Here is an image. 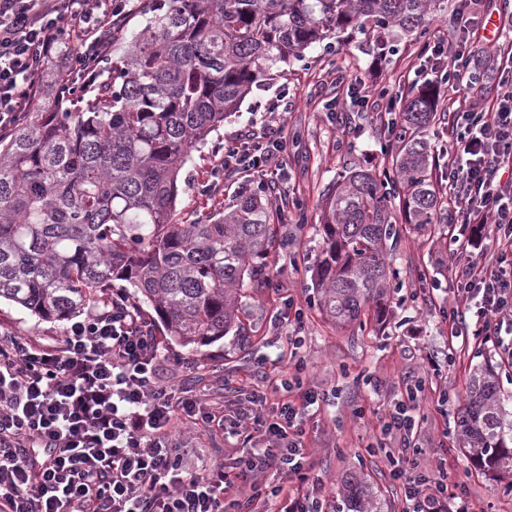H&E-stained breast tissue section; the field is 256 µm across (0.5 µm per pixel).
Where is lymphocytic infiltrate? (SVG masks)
I'll use <instances>...</instances> for the list:
<instances>
[{"mask_svg": "<svg viewBox=\"0 0 512 512\" xmlns=\"http://www.w3.org/2000/svg\"><path fill=\"white\" fill-rule=\"evenodd\" d=\"M137 8V0H0V134L23 119L50 60L73 85L94 84L113 32ZM455 19L428 61L450 94L467 98L488 24L483 0H457ZM66 34L76 49L62 56ZM498 85L492 107L455 112L441 176L454 195L458 227L448 243L461 259L455 280L464 303L449 313L451 330L482 337L512 364V83ZM283 151L278 130L250 131L225 147L220 170L263 176ZM159 356L152 323L120 292L109 311L73 323L57 344L0 333V512H258L268 503L277 512H334L302 488L315 469L302 438L317 392L284 400L291 383L268 379L228 423L221 411L175 399L156 375ZM272 393L279 401L270 420L263 409ZM411 411L399 404L383 425L401 443L386 451L389 475L404 489L401 512H477L465 484L451 488L443 471L409 467L418 452ZM246 423L266 447L185 469L179 427L235 435Z\"/></svg>", "mask_w": 512, "mask_h": 512, "instance_id": "1", "label": "lymphocytic infiltrate"}]
</instances>
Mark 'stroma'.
I'll list each match as a JSON object with an SVG mask.
<instances>
[{"label": "stroma", "instance_id": "stroma-1", "mask_svg": "<svg viewBox=\"0 0 512 512\" xmlns=\"http://www.w3.org/2000/svg\"><path fill=\"white\" fill-rule=\"evenodd\" d=\"M363 37L321 43L303 56L275 69L265 86L253 89L238 112L192 151L179 176L177 218L219 212L234 204L243 190L253 188L252 174L243 172L211 188L212 173L224 145L238 134L264 123L282 128L286 149L281 156L287 177V204L273 208V223L283 225L287 242H275L268 256L271 278L260 288H245L242 320L245 340L227 335L206 346H184L156 327L160 342L159 378L190 391L204 406L222 407L226 416L239 411L238 386L263 385L288 368L289 323L275 320L277 309L296 299L304 309V329L296 353L306 365L305 384L320 395L310 409L305 446L316 461L320 491L346 506L344 481L354 474L374 486L381 512H400L399 491L388 478L379 446H393L381 430L393 405L409 385L422 388L414 463L418 469L445 466L449 482H463L472 499L487 512H512V491L504 482L485 476L471 464L454 420L465 402L475 365L492 360L504 390L512 391V367L502 364L491 345H470L451 338L444 308L454 305L455 265L438 230L413 233L399 227V239L388 259L399 275L390 289L382 317L369 319L366 329L342 327L331 321L315 301V269L325 247L322 203L339 174L357 169L382 171L389 164L385 149L390 135L378 112H365L353 94L362 89L379 100L385 88L422 86L430 65L413 40H403L396 53L379 56L365 50ZM284 97L286 106L269 113L268 103ZM308 214L299 224L298 209ZM68 322L42 320L9 302L0 303V332H11L45 344L64 336ZM459 360L448 364L449 349ZM450 402H441L442 394ZM261 435L251 440L222 438L203 431L181 436V451L195 468L223 462L230 448H262Z\"/></svg>", "mask_w": 512, "mask_h": 512}]
</instances>
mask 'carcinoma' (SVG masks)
<instances>
[{"label":"carcinoma","mask_w":512,"mask_h":512,"mask_svg":"<svg viewBox=\"0 0 512 512\" xmlns=\"http://www.w3.org/2000/svg\"><path fill=\"white\" fill-rule=\"evenodd\" d=\"M151 16L122 46L93 98L49 68L29 111L0 136V300L44 320L69 321L112 300L116 282L149 303L180 344L240 331L245 282L260 288L278 232L263 190L219 217L175 220L190 151L224 123L275 65L351 28L368 51L420 39L443 0H150ZM433 90L408 98L388 173L353 170L324 200L327 247L316 268L321 305L341 325L382 313L396 272L386 260L396 216L416 229L448 223L434 149ZM457 428L470 458L512 479V394L493 366L471 376ZM350 505L372 489L345 481Z\"/></svg>","instance_id":"obj_1"}]
</instances>
